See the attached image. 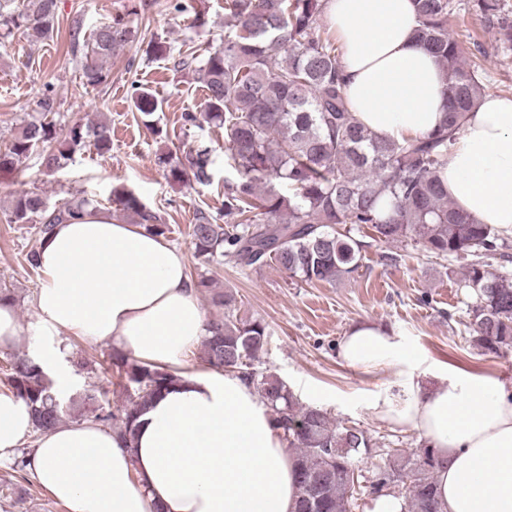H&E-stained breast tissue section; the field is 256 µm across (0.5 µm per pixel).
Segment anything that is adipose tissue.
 <instances>
[{
    "label": "adipose tissue",
    "mask_w": 512,
    "mask_h": 512,
    "mask_svg": "<svg viewBox=\"0 0 512 512\" xmlns=\"http://www.w3.org/2000/svg\"><path fill=\"white\" fill-rule=\"evenodd\" d=\"M325 13L354 117L385 138L435 130L446 74L416 35L414 0H326ZM441 178L477 223L512 232V97L484 94L467 113ZM39 265L42 335L110 342L141 363L177 368L180 380L141 415L132 445L92 420L38 438L29 468L67 512H294L293 458L253 389L218 370L178 367L208 323L182 252L90 209L55 226ZM339 357L405 375L403 399L378 395L369 408L443 459L441 512H512V394L500 382L457 370L425 389L395 333L369 322L347 331ZM31 431L25 404L0 394V459Z\"/></svg>",
    "instance_id": "1"
}]
</instances>
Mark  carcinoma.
<instances>
[{
  "label": "carcinoma",
  "instance_id": "obj_1",
  "mask_svg": "<svg viewBox=\"0 0 512 512\" xmlns=\"http://www.w3.org/2000/svg\"><path fill=\"white\" fill-rule=\"evenodd\" d=\"M419 41L439 58L448 73V104L443 125L426 135L383 138L357 122L344 94L340 50L323 22V0H224L229 31L224 44L199 59L178 54L174 66L194 68L204 88V114L224 128L229 167L236 177L224 181V215L200 207L192 225V244L206 262L226 258L241 267L273 263L300 282L332 283L356 272L369 243L353 232L371 230L375 242L413 243L438 258L466 259L459 286L469 291L471 342L484 354L512 350V277L497 272L493 261L509 260L500 251L507 237L478 224L448 199L442 167L467 112L485 93L482 61L466 55L463 41L448 31V18L460 0H414ZM57 0H0V40L21 32L33 41L53 36ZM487 23L496 28L502 49L512 51V7L507 0H477ZM129 15L93 28L84 39L82 62L87 84L109 81L107 59L136 42ZM149 58L171 56L162 39L148 42ZM133 104L146 124L161 102L145 87L136 88ZM93 135L99 152L110 149L111 128L80 124L60 134L50 121L35 119L0 147V172H18L36 155L54 171L63 167ZM175 182L211 179L208 152H189L166 162ZM109 203L158 236L167 225L131 189H112ZM94 206L85 196L51 204L34 191L13 199L10 224H32L43 241L57 224ZM236 218L232 224L221 217ZM213 304L224 316L209 320L202 341L203 361L211 368L240 375L268 408L295 462L297 510L309 512L304 488L320 485L317 512H351L355 490L346 467L372 448L361 428L344 426L326 410L302 405L287 384L272 373H258L253 362L267 345L266 322L240 317L234 295L216 292ZM109 365L133 384L127 403L105 410L107 392L87 389L79 400L64 401L35 359H10L12 395L30 410L33 432L59 425L79 408L92 420L110 423L125 440L134 436L148 403L176 385L165 366L129 361L116 352ZM443 464L429 446L409 457L391 451L386 469L411 479L405 512H440L435 471Z\"/></svg>",
  "mask_w": 512,
  "mask_h": 512
}]
</instances>
